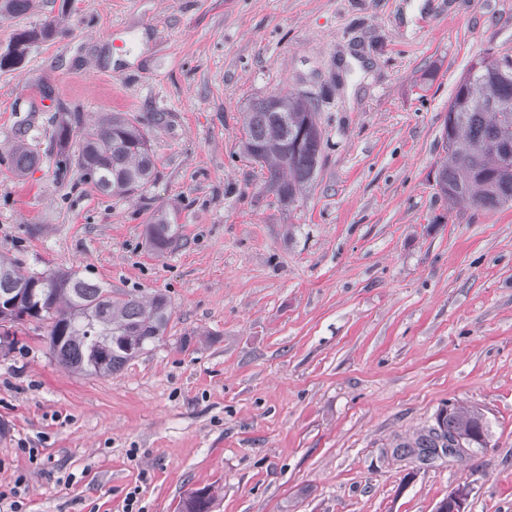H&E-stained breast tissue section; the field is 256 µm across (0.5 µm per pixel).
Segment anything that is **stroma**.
Wrapping results in <instances>:
<instances>
[{
    "mask_svg": "<svg viewBox=\"0 0 512 512\" xmlns=\"http://www.w3.org/2000/svg\"><path fill=\"white\" fill-rule=\"evenodd\" d=\"M55 25L0 69V254L167 295L162 342L109 377L56 362L38 323L0 354V490L22 512H512V206L450 208L435 186L448 102L487 48L512 56V0H36ZM319 102L323 152L292 206L242 155L240 114ZM107 112L155 160L127 198L56 168ZM41 162L26 176L9 149ZM163 213L178 242L155 251ZM476 405L488 446L420 465L391 443ZM11 164L20 173H26L39 162V155L24 140H19L10 150ZM472 490L469 481H459L448 495V504H438L435 512H468ZM214 502L212 489L204 487L193 491L180 506L181 512H210Z\"/></svg>",
    "mask_w": 512,
    "mask_h": 512,
    "instance_id": "obj_1",
    "label": "stroma"
}]
</instances>
